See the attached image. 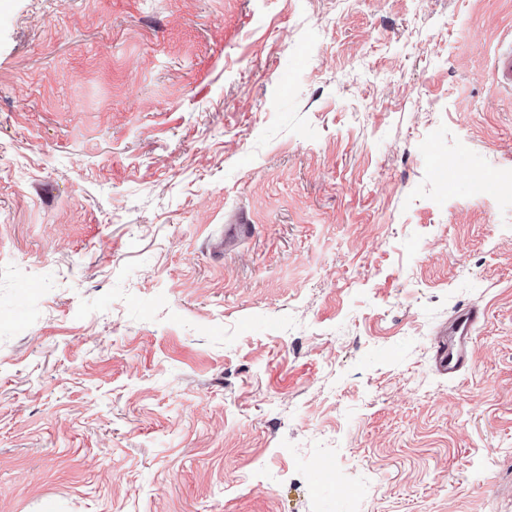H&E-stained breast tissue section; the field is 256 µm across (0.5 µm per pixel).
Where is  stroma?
I'll list each match as a JSON object with an SVG mask.
<instances>
[{
	"label": "stroma",
	"instance_id": "35a3bbf8",
	"mask_svg": "<svg viewBox=\"0 0 512 512\" xmlns=\"http://www.w3.org/2000/svg\"><path fill=\"white\" fill-rule=\"evenodd\" d=\"M511 37L512 0H0V512H512V194L473 181ZM491 72L500 91L512 94V42L493 55ZM484 319V309L468 305L448 320V328L440 333L434 345L435 360L440 371L457 374L468 359L474 328Z\"/></svg>",
	"mask_w": 512,
	"mask_h": 512
}]
</instances>
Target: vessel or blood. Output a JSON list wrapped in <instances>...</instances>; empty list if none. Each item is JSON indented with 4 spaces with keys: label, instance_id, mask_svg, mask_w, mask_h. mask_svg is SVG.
Listing matches in <instances>:
<instances>
[{
    "label": "vessel or blood",
    "instance_id": "vessel-or-blood-1",
    "mask_svg": "<svg viewBox=\"0 0 512 512\" xmlns=\"http://www.w3.org/2000/svg\"><path fill=\"white\" fill-rule=\"evenodd\" d=\"M491 72L500 91L512 94V42L491 59ZM484 319V311L476 305L459 310L449 319L434 345L435 360L440 371L454 375L468 359L471 333Z\"/></svg>",
    "mask_w": 512,
    "mask_h": 512
}]
</instances>
